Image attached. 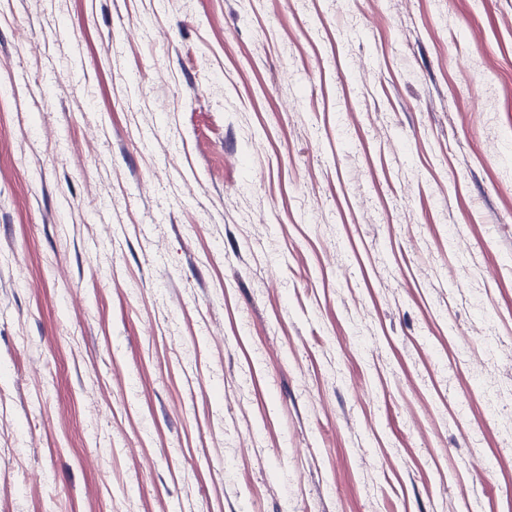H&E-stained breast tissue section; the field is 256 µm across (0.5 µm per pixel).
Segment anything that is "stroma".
I'll return each instance as SVG.
<instances>
[{
  "label": "stroma",
  "instance_id": "stroma-1",
  "mask_svg": "<svg viewBox=\"0 0 512 512\" xmlns=\"http://www.w3.org/2000/svg\"><path fill=\"white\" fill-rule=\"evenodd\" d=\"M0 512H512V0H0Z\"/></svg>",
  "mask_w": 512,
  "mask_h": 512
}]
</instances>
